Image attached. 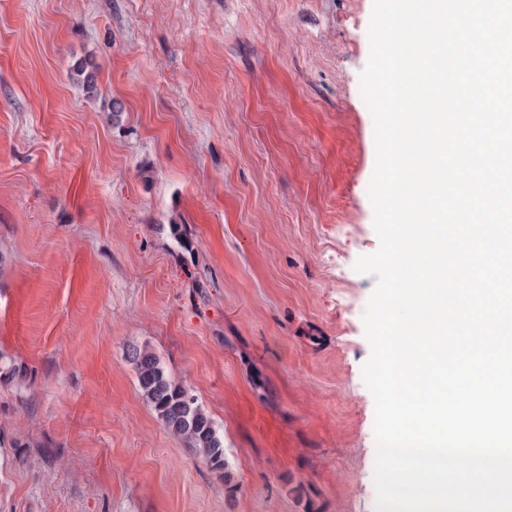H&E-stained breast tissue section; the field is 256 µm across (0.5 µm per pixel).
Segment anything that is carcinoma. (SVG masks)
I'll use <instances>...</instances> for the list:
<instances>
[{
	"mask_svg": "<svg viewBox=\"0 0 512 512\" xmlns=\"http://www.w3.org/2000/svg\"><path fill=\"white\" fill-rule=\"evenodd\" d=\"M72 78L91 90L95 86L94 67L81 62L73 69ZM130 361L143 398L168 431L200 453L213 469H225L223 436L197 398L170 378L152 351L136 349Z\"/></svg>",
	"mask_w": 512,
	"mask_h": 512,
	"instance_id": "carcinoma-1",
	"label": "carcinoma"
}]
</instances>
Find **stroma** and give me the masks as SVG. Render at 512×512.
<instances>
[{"mask_svg": "<svg viewBox=\"0 0 512 512\" xmlns=\"http://www.w3.org/2000/svg\"><path fill=\"white\" fill-rule=\"evenodd\" d=\"M372 8L0 0V512H376ZM135 347L226 471L142 398ZM130 361L143 398L168 431L200 453L213 469L224 470L223 436L197 398L170 378L152 351L136 349Z\"/></svg>", "mask_w": 512, "mask_h": 512, "instance_id": "35a3bbf8", "label": "stroma"}]
</instances>
